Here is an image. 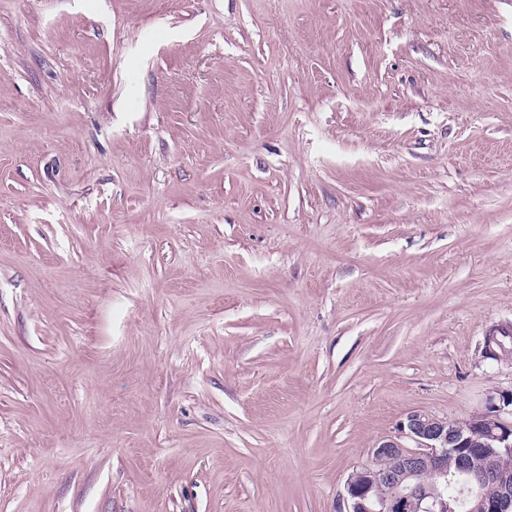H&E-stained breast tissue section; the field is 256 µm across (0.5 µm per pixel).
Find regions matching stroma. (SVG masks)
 <instances>
[{
	"label": "stroma",
	"mask_w": 512,
	"mask_h": 512,
	"mask_svg": "<svg viewBox=\"0 0 512 512\" xmlns=\"http://www.w3.org/2000/svg\"><path fill=\"white\" fill-rule=\"evenodd\" d=\"M495 325L512 0H0V512H345Z\"/></svg>",
	"instance_id": "obj_1"
}]
</instances>
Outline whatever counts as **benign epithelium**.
<instances>
[{
	"mask_svg": "<svg viewBox=\"0 0 512 512\" xmlns=\"http://www.w3.org/2000/svg\"><path fill=\"white\" fill-rule=\"evenodd\" d=\"M509 407L512 393L492 398L464 425L408 413L374 446L373 463L348 478L347 512H512V470L502 466L512 456V421L502 417ZM452 478L462 482L457 496L448 495ZM487 485L495 495L484 493Z\"/></svg>",
	"mask_w": 512,
	"mask_h": 512,
	"instance_id": "benign-epithelium-1",
	"label": "benign epithelium"
}]
</instances>
